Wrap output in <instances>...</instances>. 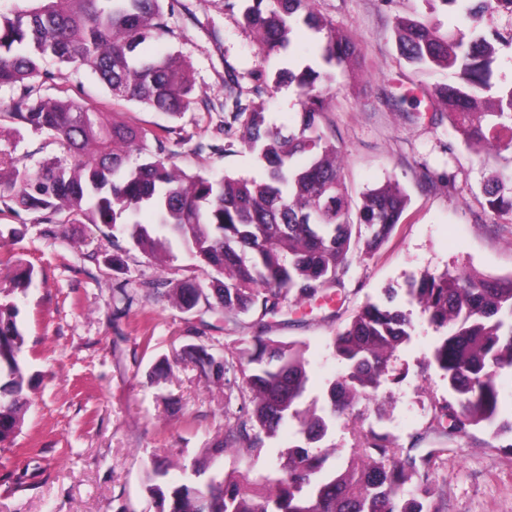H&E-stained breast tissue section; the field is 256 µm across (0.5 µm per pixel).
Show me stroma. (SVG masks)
Masks as SVG:
<instances>
[{
  "mask_svg": "<svg viewBox=\"0 0 512 512\" xmlns=\"http://www.w3.org/2000/svg\"><path fill=\"white\" fill-rule=\"evenodd\" d=\"M170 18V46L189 65L195 102L179 118L134 103L107 102L105 91L86 70L70 72L63 85L78 100L107 102L116 120L135 126L176 124L185 140L176 145L177 165L214 176L262 178L256 154L229 142L224 127V80L237 77L243 102L263 108L270 125H291L301 109L295 87H271L256 94L261 73L305 64L321 66L319 37L301 34L292 48L269 59L259 50L239 12L224 0H182ZM315 13L356 41L360 55L336 74L325 122L336 138L343 176L353 199L394 180L410 204L390 239L371 258L354 261L345 302L323 298L304 303L294 321L274 328L284 341L307 342L309 373L305 404L326 403L330 382L343 374L330 339L369 299L385 289L404 290L429 272L470 265L481 272L512 274V221L488 210L480 183L489 167L457 140L444 110L430 97L433 77L416 73L401 57L394 22L424 16L442 29L464 27V17L426 0H314ZM206 144L196 152L197 144ZM230 144L227 153L211 145ZM159 266L131 251L127 277L138 290L132 304L117 301L106 263L112 240L92 224L74 225L69 238L45 236L30 214L0 215V302L20 311L26 333L24 356L34 376L25 424L13 442L0 447V512H147V475L200 458L202 448L224 433V390L196 367L191 346H236L251 334V316L224 318L175 308L166 296L140 289L149 280L208 282L179 243ZM40 270L23 293L8 290L16 265ZM437 333L417 320L410 342L398 352L407 371L399 383H385L378 402L368 405L364 427L408 446L424 434V447L445 449L438 480L445 490L443 512H512V452L482 428L446 438L429 432L431 399L447 395L441 371L430 365ZM172 370L156 380L153 368ZM288 424L264 448L230 449L209 467L225 474L248 471L277 477L279 458L297 441Z\"/></svg>",
  "mask_w": 512,
  "mask_h": 512,
  "instance_id": "1",
  "label": "stroma"
}]
</instances>
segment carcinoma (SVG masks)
Returning <instances> with one entry per match:
<instances>
[{
  "mask_svg": "<svg viewBox=\"0 0 512 512\" xmlns=\"http://www.w3.org/2000/svg\"><path fill=\"white\" fill-rule=\"evenodd\" d=\"M25 8L0 12V87L14 90L7 111L14 135L31 129L63 146L67 158L31 167L0 148V192L15 217L40 214L46 233L66 234L69 224H100L112 236L114 294L131 303L125 256L169 253V241L214 273L209 285L195 280L165 291L186 312L253 317V335L234 351L219 354L193 346L196 364L224 387V398L241 400L224 414V435L203 450L204 460L181 466L178 478L158 468L147 491L154 512H441L435 479L442 448L409 447L387 436L352 430L354 448L345 465L328 471L329 455L311 445L322 441L336 416L361 415L359 405L382 382L404 378L400 347L415 329L411 313L388 290L384 303L367 300L332 338L346 372L333 380L321 413L301 407L309 381L303 341L270 336L271 319L294 312L319 296L345 297L353 258L373 256L389 239L408 205L405 190L388 181L352 203L337 148L323 128L327 94L336 72L310 65L281 69L274 81L295 85L302 112L295 129L269 126L254 108L242 125L241 143L265 168L261 180L188 174L173 162L166 143L176 128L131 126L108 119L96 105L66 96L45 99L69 71L88 70L113 98L178 117L193 104L190 71L172 51L153 53L171 35L165 16L180 0H28ZM313 0H224L242 12L259 49L268 57L290 46L295 28L324 33L322 59L341 66L358 54L353 38L317 18ZM472 21L465 32H442L419 16L396 21L400 54L419 72L448 75L434 88L457 139L476 154L497 152L498 164L482 184L491 213L512 218V80L492 81L498 48L512 51V31L486 33L478 21L491 12L512 16V0H438ZM494 101L491 112L472 111L477 96ZM141 161L131 165V153ZM156 223L139 220L143 208ZM62 215L61 224H55ZM406 302L440 333L432 359L448 383V396L431 405L432 431L463 437L484 428L493 437L512 435L502 414L500 370L512 368V275L496 277L460 267L424 273L406 289ZM16 306L0 303V445L24 424V390L32 376L23 353L25 331ZM290 420L299 444L281 456L283 477L268 486L232 472L201 479L205 461L228 448L264 446Z\"/></svg>",
  "mask_w": 512,
  "mask_h": 512,
  "instance_id": "cac0c4a2",
  "label": "carcinoma"
}]
</instances>
